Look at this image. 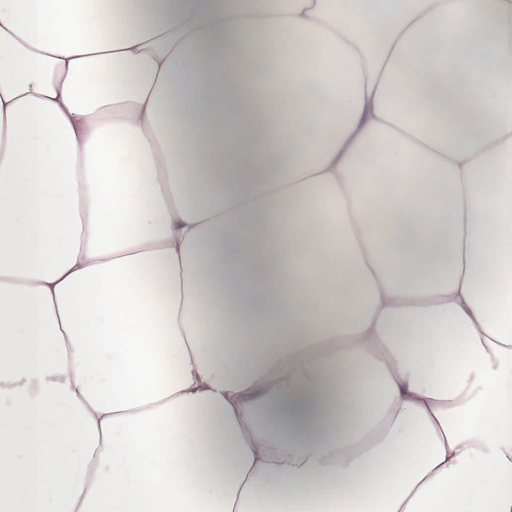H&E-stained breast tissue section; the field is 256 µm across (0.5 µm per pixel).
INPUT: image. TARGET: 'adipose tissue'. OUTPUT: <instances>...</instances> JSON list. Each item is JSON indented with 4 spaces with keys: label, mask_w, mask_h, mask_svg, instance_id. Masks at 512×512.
Here are the masks:
<instances>
[{
    "label": "adipose tissue",
    "mask_w": 512,
    "mask_h": 512,
    "mask_svg": "<svg viewBox=\"0 0 512 512\" xmlns=\"http://www.w3.org/2000/svg\"><path fill=\"white\" fill-rule=\"evenodd\" d=\"M0 512H512V0H0Z\"/></svg>",
    "instance_id": "adipose-tissue-1"
}]
</instances>
